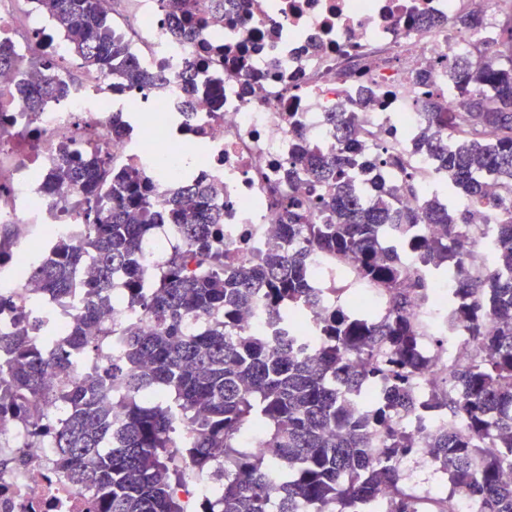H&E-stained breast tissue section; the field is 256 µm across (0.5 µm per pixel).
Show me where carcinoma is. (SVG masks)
Returning a JSON list of instances; mask_svg holds the SVG:
<instances>
[{"label": "carcinoma", "instance_id": "cac0c4a2", "mask_svg": "<svg viewBox=\"0 0 512 512\" xmlns=\"http://www.w3.org/2000/svg\"><path fill=\"white\" fill-rule=\"evenodd\" d=\"M35 8L54 21L83 66L104 75L121 67L130 87L160 84L112 38L95 0H35ZM166 8L182 13L176 31L189 38L193 16L175 0H166ZM495 38L493 52L478 46L451 64L458 111H445V99L433 91L413 100L433 123L419 147L447 172L438 188L426 189L402 166L374 199L364 200L350 175L357 115L336 112L338 150L299 148L286 170L290 190L273 198L281 217L277 242L241 264L226 256L223 212L206 187L178 186L159 210L135 168L62 150L49 177L78 188L73 208L85 229L56 241L29 271V283L63 297L80 287L75 272L82 264L93 263L95 277L86 285L83 313L51 355L41 348L38 321L22 311L15 332L0 337V416L28 417L30 398L47 392L50 368L88 346L85 328L99 310L127 304L142 309L157 330L145 333L127 322L117 333L123 357L56 396L67 410L64 421L49 427L35 419L29 431L33 443L53 437L58 470L78 491L97 495L95 512H182L174 488L185 470L173 452L183 429L190 432L184 459L220 485L201 512H371L384 489L389 512H417L398 469L400 459L415 453L399 418L418 407L414 380L424 371L419 327L406 309L428 301L431 283L422 270L403 266L395 251L379 250L377 234L385 228L404 238L418 224H440L441 236L415 248L425 265L456 266L451 317L473 356L432 386L449 428L431 438L430 455L452 489L482 502V512H512V483L503 481L512 469V215L498 216L488 193L493 184L512 194V10L499 19ZM18 90L37 112L46 100L65 97L69 85L51 74L34 80L22 73ZM482 223L496 225V233L489 269L473 275L464 257ZM156 224L179 225L193 250L169 257L148 281L141 242ZM313 250L348 261L362 281L395 292L391 313L377 322L344 308L326 310L317 317V345L300 357L292 353L300 343L289 336L243 335L238 315L256 293L271 317L285 321L314 307L307 288ZM189 320L199 321L192 334L185 331ZM379 381L385 384L379 405L358 409L341 395ZM114 401L124 411L119 422ZM171 404L182 410L176 422ZM248 429L262 432L271 454L243 447ZM373 431L388 448L383 456L372 450ZM214 448L224 449V460L213 457ZM274 471L284 479L277 486L267 479Z\"/></svg>", "mask_w": 512, "mask_h": 512}]
</instances>
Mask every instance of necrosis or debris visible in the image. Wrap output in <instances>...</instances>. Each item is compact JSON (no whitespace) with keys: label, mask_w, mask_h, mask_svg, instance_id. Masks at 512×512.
I'll use <instances>...</instances> for the list:
<instances>
[{"label":"necrosis or debris","mask_w":512,"mask_h":512,"mask_svg":"<svg viewBox=\"0 0 512 512\" xmlns=\"http://www.w3.org/2000/svg\"><path fill=\"white\" fill-rule=\"evenodd\" d=\"M129 2L139 19L136 30L116 25L112 31L127 39L143 68L162 76V86L123 90L112 76L89 71L69 95L31 112L16 93L18 70L44 56L66 80L80 64L69 57L50 19L36 11L17 19L15 0H0V43L12 45L18 64L17 71H0V224L14 229L9 256L0 263V297L12 307L29 309L35 295L24 274L28 263L82 229L71 207L76 187L36 177L63 146L96 150L139 169L159 205L174 186L203 183L224 209V241L238 261L265 252L275 240L280 213L272 199L288 188L283 170L297 147L336 148L330 116L361 95L370 96L373 106L357 115V183L367 187L375 178L370 163L378 148L425 183L439 181L436 162L418 147L426 119L409 105L419 93L413 77L428 72L449 107H456L448 60L491 40L490 20L497 13L495 0H224L220 14L207 8V0H188L199 25L193 40L181 42L172 37L160 0ZM460 14L480 15L486 24L449 36L448 25ZM418 18L437 25L417 27ZM189 72L191 95L183 82ZM186 245L178 225H155L144 241L142 262L156 266ZM342 285L350 308L383 315L394 305L381 285ZM456 286L455 278H433L430 309L414 311L421 349L432 358L415 385L417 396L464 357L461 331L448 315ZM131 316L126 308L110 307L90 328L99 361H111L118 352L114 331ZM443 333L450 342L439 354L432 339ZM447 425V414L426 407L405 421L417 454L402 463L404 474L431 466L427 440ZM0 452L25 459L22 468L0 469V512H94L92 496L54 468L51 437L29 443L19 421L2 417Z\"/></svg>","instance_id":"obj_1"}]
</instances>
